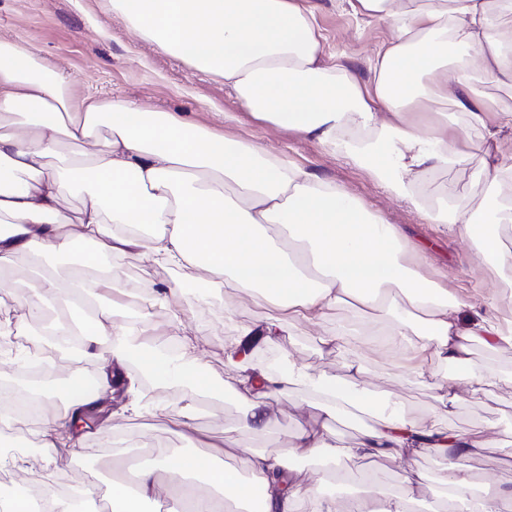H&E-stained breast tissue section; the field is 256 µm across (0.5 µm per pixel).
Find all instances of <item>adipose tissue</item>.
Segmentation results:
<instances>
[{"instance_id":"ef3b65f1","label":"adipose tissue","mask_w":512,"mask_h":512,"mask_svg":"<svg viewBox=\"0 0 512 512\" xmlns=\"http://www.w3.org/2000/svg\"><path fill=\"white\" fill-rule=\"evenodd\" d=\"M365 20H389L392 36L370 63L373 80L361 85L341 61L331 60L314 13L299 0H111L113 13L141 39L158 44L194 69L223 78L240 103L260 120L300 132L319 147L344 151L352 160L378 158L377 176H390L393 191L419 204V177L444 165L480 160L491 188L483 212L444 201L426 209L427 219L478 242L483 263L512 279V183H504L499 155L512 151V106L489 107L482 85L512 88V31L500 16L512 0H347ZM455 63V81L439 76L441 59ZM448 105L463 120L458 128L439 122L422 136L403 121L417 100ZM107 127L111 136L95 135ZM479 141H472L471 131ZM82 156L60 157L62 141ZM85 195L76 222L62 216L65 191ZM396 225L360 200L290 160L247 142L208 131L172 113L150 112L123 102L74 96L70 82L26 48L0 42V274L22 260L69 254L94 244L105 261L138 251L160 266L183 271L182 283L140 294L116 288L111 272L74 278L61 289L54 269L18 279L12 302L38 315L43 299L59 294L90 302L91 318L78 329L65 319L52 327L61 340L77 336L83 359L95 361L90 384L60 374L55 395L62 407L27 428L19 416L9 424L29 430L49 455L72 443L70 422L113 398L119 370L136 357L160 392L183 385L190 398L206 396L214 377L196 337L182 333L176 299L183 282L250 291L271 309L253 334L272 345L289 323H322L341 309L351 321L337 324L325 342L346 354L350 380L327 378L291 362L275 375L243 341L231 342L236 375L226 381L242 409V433L273 425L267 398L300 385L317 397L321 423L298 426L293 456L328 464L323 476L346 461L407 454L434 455L444 465L434 479L409 474L400 489L377 485L372 496L344 502L325 496L285 459L225 438L242 455L241 469L216 465L209 454L158 456L138 468L133 487L113 484L106 512H140L145 501L170 496V484L187 482L193 512H214L213 490L237 502L258 496L261 512H415L424 493L453 512H490L498 491L479 493L464 457L495 447L491 436L451 431L418 422L391 397L360 387L363 351L383 343L408 361L413 378L449 369L437 400L451 412L462 394L490 384L487 371L461 374L474 345L512 348V319L494 302L474 304L402 260ZM168 313L178 328L177 359L147 344L156 330L150 306ZM376 311L384 329L365 338L361 320ZM366 414L375 422L351 444L333 440L329 424L341 415ZM168 481H160L159 472Z\"/></svg>"}]
</instances>
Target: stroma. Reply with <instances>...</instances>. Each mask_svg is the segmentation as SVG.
Wrapping results in <instances>:
<instances>
[{
	"mask_svg": "<svg viewBox=\"0 0 512 512\" xmlns=\"http://www.w3.org/2000/svg\"><path fill=\"white\" fill-rule=\"evenodd\" d=\"M301 4L314 10L328 52L339 55L361 82H368L369 60L380 41L391 35V23L354 17L346 0H301ZM0 41L32 50L65 75L76 93L174 113L222 131L227 137L287 153L357 197L387 223L397 225L406 243L404 259L412 268L447 284L449 290L473 296L475 302L496 298L501 313L512 317V290L493 267L478 262L470 240L429 223L423 212L402 201L387 182L375 178L343 153L323 150L297 131L256 118L225 88L223 79L197 71L157 45L134 37L113 15L109 0H0ZM450 185L460 200L482 211L488 186L477 163L434 169L422 177L417 192L432 204ZM113 274L119 280L144 282L152 289L166 282H182L180 269L154 265L134 251ZM182 284L183 324L197 333L218 382L207 401V411L196 417L197 437L178 433L173 418L179 405L166 403L152 386L139 394L141 413H92L90 429L76 435L73 448L61 449L53 466L45 465L27 434L0 449L22 458L26 471L39 475L42 481H90L104 489L114 480V464L119 458L144 448L170 455L201 452L206 445L237 434L241 410L232 393L220 386L235 373L226 359L225 346L234 325L261 323L270 309L245 293L236 295L224 290L206 294L201 285ZM325 333L321 326L292 323L277 343L259 349L258 359L271 369L277 363L296 360L329 378L347 379L345 357L323 343ZM364 363L367 373L361 387L366 392L377 397L396 396L418 418L441 427L464 430L480 426L498 438L499 447L471 459L469 467L478 487L512 489V349L474 346L473 369L490 370L496 379L485 393L465 397L449 414L441 412L433 383L412 380L400 359L387 349L370 346L364 353ZM268 408L275 420L274 428L263 435L248 436L247 441L272 455L287 453L299 424L317 422L316 409L310 405L307 393L297 386L289 388L287 394L269 397ZM104 425L111 426V433L101 434ZM441 467V461L430 455L412 459L394 456L349 465L354 472H374L395 488L404 471L415 469L431 477Z\"/></svg>",
	"mask_w": 512,
	"mask_h": 512,
	"instance_id": "stroma-1",
	"label": "stroma"
}]
</instances>
